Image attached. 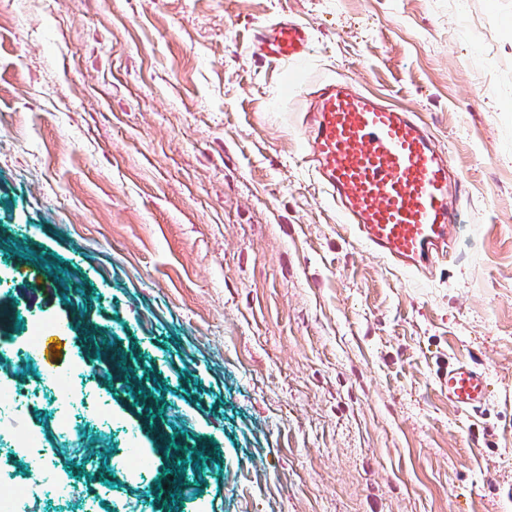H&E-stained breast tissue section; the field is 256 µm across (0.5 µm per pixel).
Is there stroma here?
<instances>
[{
    "label": "stroma",
    "instance_id": "stroma-1",
    "mask_svg": "<svg viewBox=\"0 0 512 512\" xmlns=\"http://www.w3.org/2000/svg\"><path fill=\"white\" fill-rule=\"evenodd\" d=\"M10 4L0 341L41 317L109 420L45 445L58 478L127 512H512V0ZM286 16L311 32L293 84L252 47ZM324 81L446 153L462 229L432 274L358 238L306 162ZM456 359L490 379L481 412L448 402Z\"/></svg>",
    "mask_w": 512,
    "mask_h": 512
}]
</instances>
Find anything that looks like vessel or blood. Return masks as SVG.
Wrapping results in <instances>:
<instances>
[{
	"mask_svg": "<svg viewBox=\"0 0 512 512\" xmlns=\"http://www.w3.org/2000/svg\"><path fill=\"white\" fill-rule=\"evenodd\" d=\"M310 47L308 29L287 18L258 27L253 39L261 56L293 66L306 61ZM302 125L306 159L359 238L411 272L446 255L460 229L453 198L461 187L447 156L408 112L329 82ZM443 385L459 412L487 403L488 376L472 362L449 363Z\"/></svg>",
	"mask_w": 512,
	"mask_h": 512,
	"instance_id": "obj_1",
	"label": "vessel or blood"
}]
</instances>
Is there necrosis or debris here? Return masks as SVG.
I'll return each mask as SVG.
<instances>
[{"label":"necrosis or debris","instance_id":"4bbe7bcc","mask_svg":"<svg viewBox=\"0 0 512 512\" xmlns=\"http://www.w3.org/2000/svg\"><path fill=\"white\" fill-rule=\"evenodd\" d=\"M47 391L54 394L48 405L43 402ZM42 404L48 407L54 437L62 440L74 435L81 425L77 413L86 408L87 398L81 392L61 386L55 376L46 372L34 383L0 397V445L40 475L35 484L20 476L11 487L0 488V512H21L20 502L35 498L62 502L76 498L82 491L78 483L65 489L56 484L53 464L43 452L42 436L29 432L25 426L29 413Z\"/></svg>","mask_w":512,"mask_h":512}]
</instances>
